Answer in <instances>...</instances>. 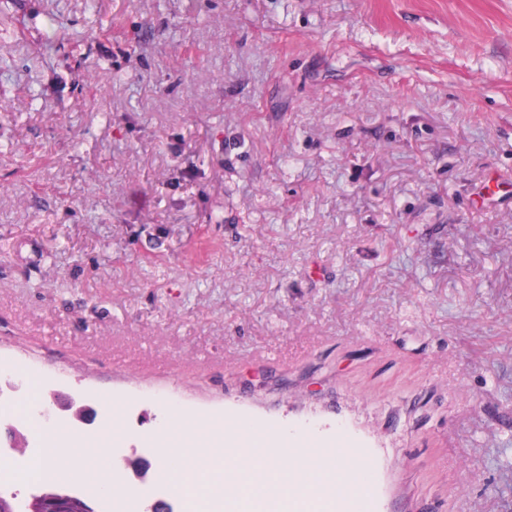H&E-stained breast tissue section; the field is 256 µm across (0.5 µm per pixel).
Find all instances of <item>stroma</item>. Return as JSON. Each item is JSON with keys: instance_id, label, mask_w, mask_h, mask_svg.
<instances>
[{"instance_id": "stroma-1", "label": "stroma", "mask_w": 512, "mask_h": 512, "mask_svg": "<svg viewBox=\"0 0 512 512\" xmlns=\"http://www.w3.org/2000/svg\"><path fill=\"white\" fill-rule=\"evenodd\" d=\"M32 378L94 512L174 413L512 512V0H0V448Z\"/></svg>"}]
</instances>
